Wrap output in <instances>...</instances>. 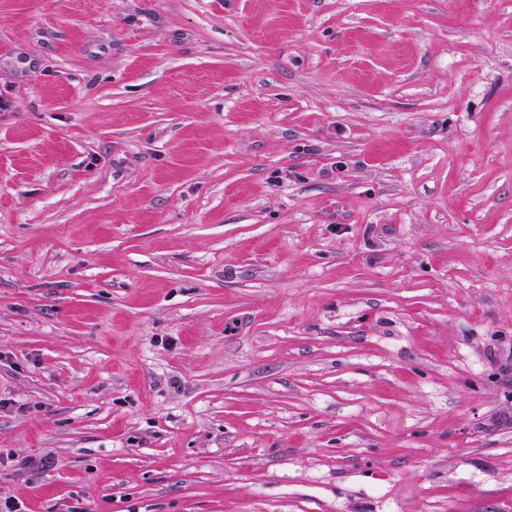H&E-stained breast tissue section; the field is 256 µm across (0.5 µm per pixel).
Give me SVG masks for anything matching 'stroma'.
Here are the masks:
<instances>
[{"label":"stroma","mask_w":512,"mask_h":512,"mask_svg":"<svg viewBox=\"0 0 512 512\" xmlns=\"http://www.w3.org/2000/svg\"><path fill=\"white\" fill-rule=\"evenodd\" d=\"M0 500L512 512V0H0Z\"/></svg>","instance_id":"35a3bbf8"}]
</instances>
